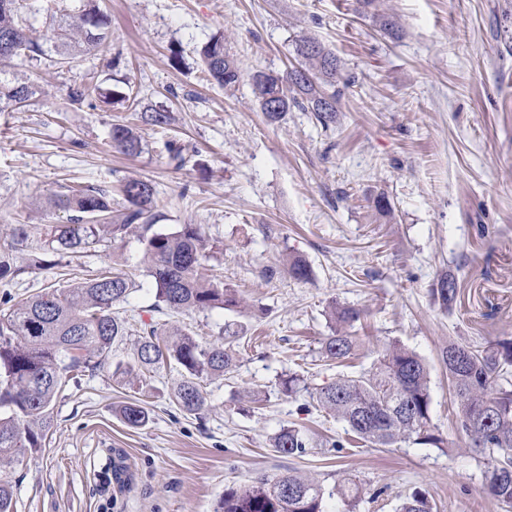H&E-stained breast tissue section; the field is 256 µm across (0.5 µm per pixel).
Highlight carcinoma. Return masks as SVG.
<instances>
[{"mask_svg":"<svg viewBox=\"0 0 512 512\" xmlns=\"http://www.w3.org/2000/svg\"><path fill=\"white\" fill-rule=\"evenodd\" d=\"M23 0H0V37L10 38L9 50H0V65L15 60L30 61L46 55L43 44L27 33L21 11ZM56 64L64 67L76 55L100 51L112 41L109 17L97 0H84L83 8L66 16L53 29ZM297 65L283 75L255 72L253 93L260 111L271 121L281 120L299 109L313 112L327 126L336 122V84L348 85L336 55L310 36L295 40ZM205 80L226 88L239 83L237 61L214 37L200 50ZM35 94L27 83L0 81V112L19 109ZM112 146L127 154L140 149L132 126L112 125ZM124 206L112 209V191L95 187L71 190L54 204L69 212V223L50 224L46 250H76L104 239H122L136 233L144 245L143 260L156 287L155 308L176 313L231 308L239 304L232 289L215 277H205L204 263L212 249L196 224L162 233L152 231L155 189L140 179L123 181L118 187ZM453 279H443L436 295L453 306L457 289ZM131 281L122 272L104 271L68 288H53L20 300L0 313V462L10 461L41 445L53 427V409L58 393L76 370L94 371L106 363L112 346L129 335L127 322L114 307L126 301ZM355 339L337 330L323 342L330 360L352 354ZM451 387L458 404V421L471 436L473 447L488 455L489 492L512 507V388L500 384L512 367V343L503 342L483 350L448 345L443 354ZM181 370L182 381L173 394L184 413L199 415L208 405L202 382L233 371L237 351L233 341L219 338L202 342L181 328L162 329L150 323L138 334L133 364L116 366L113 375L150 370L163 363ZM497 386L495 394L489 389ZM318 406L345 423L353 440L372 447H391L400 442L441 447L433 433L429 372L415 352L388 344L376 369L359 377L343 376L315 389ZM117 412L130 427L147 424V409L126 402ZM309 437L300 428L282 429L273 447L284 456L306 453ZM325 493L318 482L293 473L259 474L244 486L224 489L215 512H324ZM0 512H13V486L0 476ZM400 512H432L428 498L415 492L402 503Z\"/></svg>","mask_w":512,"mask_h":512,"instance_id":"obj_1","label":"carcinoma"}]
</instances>
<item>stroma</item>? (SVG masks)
I'll return each mask as SVG.
<instances>
[{
	"label": "stroma",
	"mask_w": 512,
	"mask_h": 512,
	"mask_svg": "<svg viewBox=\"0 0 512 512\" xmlns=\"http://www.w3.org/2000/svg\"><path fill=\"white\" fill-rule=\"evenodd\" d=\"M27 32L46 41L81 0H26ZM112 42L71 67L50 60L5 68L34 79L28 105L0 112V253L24 269L0 282V301L64 288L111 267L132 289L117 305L131 331L106 364L59 393L38 449L0 464L15 512H215L224 490L257 473L292 470L325 489L353 476L354 504L325 498L326 512H398L414 490L433 512H506L490 494L488 457L460 429L442 353L512 341V0H378L398 35L360 14L356 0H99ZM223 37L242 71L235 89L207 82L199 49ZM319 39L342 61L336 122L299 110L277 122L260 112L251 76L286 73L293 43ZM182 62L173 65L171 51ZM92 89L75 103L71 90ZM163 109V127L140 125L142 150L110 142L132 110ZM185 148L175 167L167 143ZM123 179L155 188L154 228L200 225L214 249L205 273L233 288L238 307L190 315L153 309L155 289L137 235L76 253L44 251V228L68 212L49 200L74 184L108 189ZM385 197L387 208L375 201ZM24 225L25 241L12 236ZM304 259L308 280L288 274ZM454 278L447 309L432 294ZM359 310L357 347L332 361L322 343L332 306ZM187 328L202 341L235 337L231 374L205 380L198 416L172 402L180 370L162 366L118 380L143 324ZM415 351L430 369L431 417L442 447L356 446L312 390L370 371L384 343ZM305 387L285 392L288 376ZM138 401L149 422L132 428L119 405ZM305 430V455L275 452L284 428ZM120 453L130 480L104 474Z\"/></svg>",
	"instance_id": "obj_1"
}]
</instances>
